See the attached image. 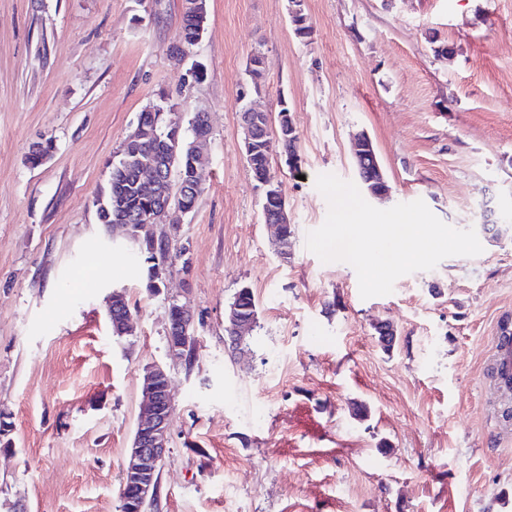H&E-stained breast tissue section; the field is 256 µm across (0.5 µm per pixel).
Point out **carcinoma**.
<instances>
[{
  "instance_id": "cac0c4a2",
  "label": "carcinoma",
  "mask_w": 512,
  "mask_h": 512,
  "mask_svg": "<svg viewBox=\"0 0 512 512\" xmlns=\"http://www.w3.org/2000/svg\"><path fill=\"white\" fill-rule=\"evenodd\" d=\"M200 20L192 9H187L184 24V41L191 45L195 42ZM182 108L179 103L164 100L143 109L136 124L135 138L124 139L118 148V162L112 166L107 186L95 198L98 219L101 224H134L137 227V250L144 255V274L146 288L151 291L162 284L157 267L160 260L166 266H172L182 259V249L164 247L161 241L150 236L146 224L149 217L159 218L167 199H182L188 205H194L203 191L204 177L196 172L194 157L190 154V145L195 141V134L208 136L212 134L209 118L205 112L193 113L188 122L186 134H181ZM158 143L159 147L172 157L171 170L167 172L165 193L148 197L139 188V167L135 160L138 144L145 139ZM273 134L267 133L260 147L247 156V164L252 178L261 182L271 175L270 143ZM234 301L241 302L247 308L246 315L251 323L257 320V302L248 287L240 288Z\"/></svg>"
}]
</instances>
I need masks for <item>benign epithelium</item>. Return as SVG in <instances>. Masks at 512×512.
Listing matches in <instances>:
<instances>
[{
  "instance_id": "obj_1",
  "label": "benign epithelium",
  "mask_w": 512,
  "mask_h": 512,
  "mask_svg": "<svg viewBox=\"0 0 512 512\" xmlns=\"http://www.w3.org/2000/svg\"><path fill=\"white\" fill-rule=\"evenodd\" d=\"M243 111L246 112L245 121L241 122L244 132V151L248 153L259 141L256 124L260 117L266 115V112L251 105L244 106ZM144 154L146 158H138L140 182L145 192L156 194L160 184L165 182V171L169 162L154 161L153 151L149 147L144 148ZM364 156L374 159L376 151L371 139L366 134L360 133L354 139L353 158L357 162ZM362 180L372 195L390 196V187L381 173L380 166H375L369 175L362 176ZM119 295L120 291L115 290L108 297L109 317L115 332L124 335L129 331L132 316L128 313L116 312ZM170 304L183 310L182 320L170 321L166 328L169 352L180 355L186 349L183 345L184 335L187 334L193 317L178 300L173 299ZM242 311L241 307H231L228 316L229 325L225 326L233 342L236 341L237 334L246 328V317ZM169 389L170 378L161 365L154 364L147 368L141 388L142 402L137 428L122 470L123 482L128 489L127 495L122 498V512H147L157 503L160 493V470L169 452L172 415Z\"/></svg>"
}]
</instances>
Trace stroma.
<instances>
[{"instance_id": "obj_1", "label": "stroma", "mask_w": 512, "mask_h": 512, "mask_svg": "<svg viewBox=\"0 0 512 512\" xmlns=\"http://www.w3.org/2000/svg\"><path fill=\"white\" fill-rule=\"evenodd\" d=\"M207 0L188 63L186 0H0V512H120L144 370L171 377L170 451L153 512H512V426L489 359L512 322V0ZM184 44V43H183ZM452 56H437L441 46ZM287 107L298 171L273 152L295 235L280 256L247 165L238 90ZM208 113L205 189L176 233L187 264L149 291L136 249L94 199L142 109ZM366 133L391 204L423 200L483 251L362 299L354 268L306 247L328 205L318 175L359 176ZM52 139L46 163L26 162ZM251 288L257 323L231 351L224 313ZM125 289L134 333L107 312ZM194 318L171 356V299ZM391 323L383 349L376 328Z\"/></svg>"}]
</instances>
